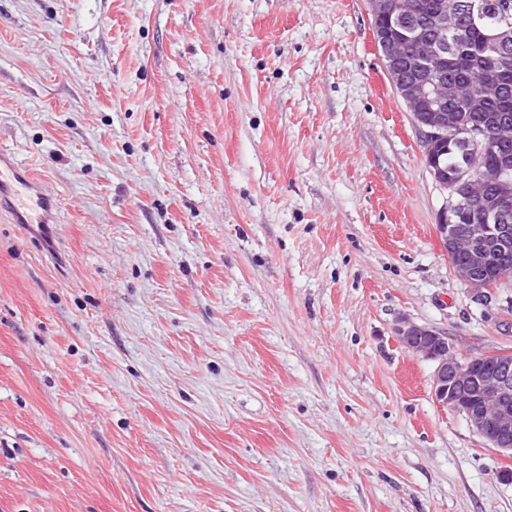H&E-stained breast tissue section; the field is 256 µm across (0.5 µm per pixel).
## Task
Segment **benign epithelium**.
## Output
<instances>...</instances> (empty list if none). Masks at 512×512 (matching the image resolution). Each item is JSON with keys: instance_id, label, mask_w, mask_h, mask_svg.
Instances as JSON below:
<instances>
[{"instance_id": "benign-epithelium-1", "label": "benign epithelium", "mask_w": 512, "mask_h": 512, "mask_svg": "<svg viewBox=\"0 0 512 512\" xmlns=\"http://www.w3.org/2000/svg\"><path fill=\"white\" fill-rule=\"evenodd\" d=\"M367 4L373 19L394 20L403 30L398 38L377 28L373 37L389 65L387 74L396 93L410 108L425 104L426 111L415 113L424 155L431 156L446 141L462 151L463 162L453 179L437 166L431 171L435 181L450 191L438 214L436 235L455 277L483 297L494 287L485 278L488 262L512 251V180L500 175L493 189L487 190L479 176L480 154L499 147L496 130L473 118L455 130L448 123V106L479 112L485 98L467 80L448 79V35L462 34V3L437 0L422 20L414 19L407 0H367ZM494 40L501 44L498 71L506 73L512 69V52L505 45L506 36L498 34ZM474 203L481 213L476 223L468 221ZM396 339L406 351L433 364L431 388L437 403L462 414L489 447L511 458L512 353L493 350L463 357L444 333L406 317L399 321Z\"/></svg>"}]
</instances>
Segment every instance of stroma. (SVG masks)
Segmentation results:
<instances>
[{
    "label": "stroma",
    "instance_id": "35a3bbf8",
    "mask_svg": "<svg viewBox=\"0 0 512 512\" xmlns=\"http://www.w3.org/2000/svg\"><path fill=\"white\" fill-rule=\"evenodd\" d=\"M0 512H512L401 316L512 352L365 0H0ZM10 209L14 224H55L57 203L44 179L20 167L13 158L0 153V214Z\"/></svg>",
    "mask_w": 512,
    "mask_h": 512
}]
</instances>
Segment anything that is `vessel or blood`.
Returning a JSON list of instances; mask_svg holds the SVG:
<instances>
[{
    "label": "vessel or blood",
    "instance_id": "1",
    "mask_svg": "<svg viewBox=\"0 0 512 512\" xmlns=\"http://www.w3.org/2000/svg\"><path fill=\"white\" fill-rule=\"evenodd\" d=\"M9 208L18 224H53L57 203L46 180L20 167L13 158L0 153V209Z\"/></svg>",
    "mask_w": 512,
    "mask_h": 512
}]
</instances>
